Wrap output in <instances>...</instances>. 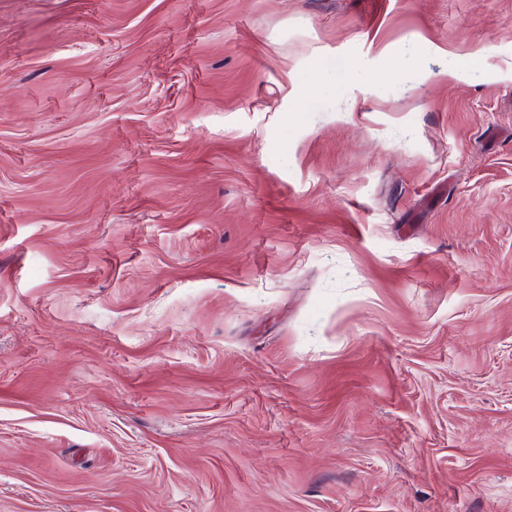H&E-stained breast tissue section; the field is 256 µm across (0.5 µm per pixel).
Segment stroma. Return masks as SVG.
Masks as SVG:
<instances>
[{
	"mask_svg": "<svg viewBox=\"0 0 512 512\" xmlns=\"http://www.w3.org/2000/svg\"><path fill=\"white\" fill-rule=\"evenodd\" d=\"M0 512H512V0H0Z\"/></svg>",
	"mask_w": 512,
	"mask_h": 512,
	"instance_id": "stroma-1",
	"label": "stroma"
}]
</instances>
